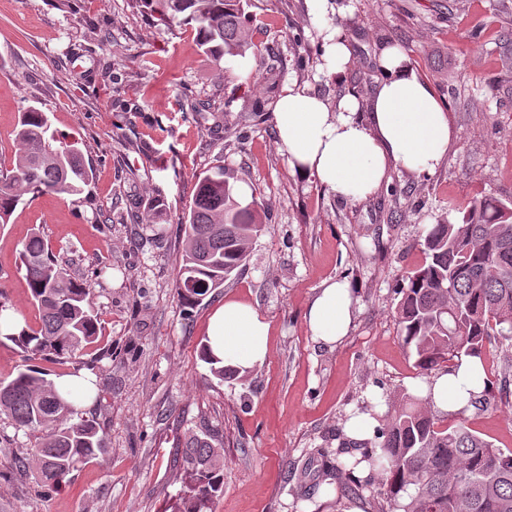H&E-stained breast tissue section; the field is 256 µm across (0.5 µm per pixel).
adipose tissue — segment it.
Masks as SVG:
<instances>
[{"instance_id": "1", "label": "adipose tissue", "mask_w": 512, "mask_h": 512, "mask_svg": "<svg viewBox=\"0 0 512 512\" xmlns=\"http://www.w3.org/2000/svg\"><path fill=\"white\" fill-rule=\"evenodd\" d=\"M307 3L324 44L320 71L343 79L352 58L348 35L329 22L328 0ZM379 66L382 77L368 97L350 93L331 105L290 83L275 107L290 172L316 179L349 202L371 196L394 168L432 174L456 137L437 95L404 52L385 49ZM354 303L347 283L332 281L319 288L306 315L313 340L334 344L347 336ZM269 333L270 324L257 308L228 299L210 320L208 346L213 356L245 372L265 361ZM484 388L480 358L466 357L453 372L433 377L432 402L439 410L456 412Z\"/></svg>"}]
</instances>
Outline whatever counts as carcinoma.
I'll return each instance as SVG.
<instances>
[{
	"mask_svg": "<svg viewBox=\"0 0 512 512\" xmlns=\"http://www.w3.org/2000/svg\"><path fill=\"white\" fill-rule=\"evenodd\" d=\"M141 11L191 29L202 53L215 62L224 56L256 53L247 24L250 0H133ZM10 170L0 174V223L24 202L46 192L80 195L89 181L78 150L58 140L46 113L30 108L14 132ZM234 173L219 166L198 179L189 213L184 216L178 296L196 305L224 285L248 258L263 224L257 202L243 203ZM499 200L474 199L458 215L431 225L423 242L425 264L399 289V335L415 366L429 374L442 364L484 355L495 342L512 348V213ZM29 297L39 324L0 300V337L21 350L25 368L0 380V416L35 437L17 459L20 470L45 486L60 489L71 472L105 448L94 418L84 415L55 382L33 365L54 357L78 360V352L99 333L92 290L33 230L21 251ZM202 358L218 380L236 375L202 347ZM431 396L397 395L394 413L364 443L361 457L336 467L353 475L366 467L377 476L372 497L378 512H512V450L495 447L466 426L465 411L445 425L428 407ZM186 494L177 512H208L224 487V449L193 436L182 450Z\"/></svg>",
	"mask_w": 512,
	"mask_h": 512,
	"instance_id": "1",
	"label": "carcinoma"
}]
</instances>
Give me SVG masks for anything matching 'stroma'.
<instances>
[{"label": "stroma", "mask_w": 512, "mask_h": 512, "mask_svg": "<svg viewBox=\"0 0 512 512\" xmlns=\"http://www.w3.org/2000/svg\"><path fill=\"white\" fill-rule=\"evenodd\" d=\"M261 55L201 57L194 35L130 0H0V169L29 108L45 112L93 177L78 196L44 193L0 223V289L37 325L19 253L40 228L53 253L90 280L99 336L81 355L97 377L86 408L106 438L97 459L52 491L18 471L32 444L0 418V512H173L184 489L175 458L192 435L224 451L211 512H375L330 476L360 456L346 424L385 420L393 391L427 379L399 337L405 272L449 201L512 204V0H332L347 31L345 82L301 65L318 42L306 0H253ZM482 32V49L469 35ZM400 47L445 107L457 137L428 176L397 169L366 200L348 202L291 174L272 113L289 83L329 102L367 97L384 47ZM224 166L267 207L266 227L223 288L189 307L177 295L181 217L199 177ZM161 212H154L155 197ZM151 214L148 224L137 216ZM357 300L348 336L315 342L305 315L323 283ZM253 304L270 323L265 362L225 380L201 358L224 300ZM469 426L512 450V407L470 408Z\"/></svg>", "instance_id": "1"}]
</instances>
